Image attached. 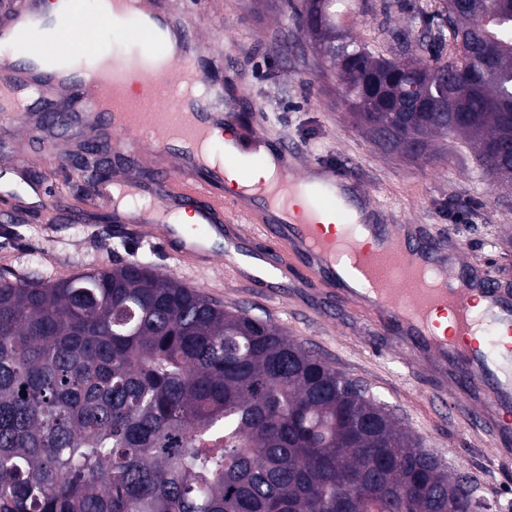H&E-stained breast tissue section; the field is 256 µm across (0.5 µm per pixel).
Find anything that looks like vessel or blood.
I'll return each mask as SVG.
<instances>
[{"label":"vessel or blood","instance_id":"vessel-or-blood-1","mask_svg":"<svg viewBox=\"0 0 512 512\" xmlns=\"http://www.w3.org/2000/svg\"><path fill=\"white\" fill-rule=\"evenodd\" d=\"M40 7L41 0H16L0 23V79L19 95L0 106L5 117L22 120V95L51 102L62 94L69 118L92 122L99 140L119 156L163 154L174 139L189 146L174 169L157 168L145 178L129 168L120 189L145 204L113 209L114 223L145 224L151 239L191 266L206 260L208 237L248 224L265 244L252 257V279L265 283L299 265L308 284L327 288L332 299L349 305L359 301L347 282L368 284L366 308L398 329L410 354L457 365L463 372L460 389L478 396L480 419L493 437L512 433V351L501 345L502 333L512 334V297L495 288L488 265L478 266L477 277L460 278L429 263L421 251L398 246L399 229L380 234L374 225L351 223L337 195L357 189L353 171L332 164L298 168L292 149L271 140L261 119L241 126L236 113L200 111L212 88L195 71L189 35L179 34V54L167 51L162 33L171 22L160 0H149L148 15L138 18L126 49L110 51L104 65L70 78L63 69L39 64L29 47L27 19ZM234 124L238 154L221 151L213 164H205L203 150L214 133ZM270 160L276 163L271 182L224 193L226 166L246 171ZM186 207L194 225L171 223ZM436 312L449 318L440 334L431 320Z\"/></svg>","mask_w":512,"mask_h":512}]
</instances>
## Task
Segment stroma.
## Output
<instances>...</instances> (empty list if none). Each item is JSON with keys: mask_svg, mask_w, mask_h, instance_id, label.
Instances as JSON below:
<instances>
[{"mask_svg": "<svg viewBox=\"0 0 512 512\" xmlns=\"http://www.w3.org/2000/svg\"><path fill=\"white\" fill-rule=\"evenodd\" d=\"M203 48L198 70L242 115L260 107L268 133L292 146L299 160L352 166L388 224L407 225L412 240L440 253L460 248L455 264L492 258L497 288L512 294V181L491 179L471 154L448 153L425 165L374 144L356 128L337 73L318 55L297 10L301 0H165ZM440 0H369L341 18L348 33L373 42L388 57L420 56L423 16H436ZM404 33L400 46L396 33ZM74 128L58 127L47 139H28L21 124L0 119V172L15 155L27 162V179L45 183L55 210L36 207L13 224L0 223V274L38 280L68 278L91 268L138 261L227 306L269 318L334 369L361 382L392 411L424 449L453 474H470L497 512H512V460L499 458L475 422V401L452 398L447 377L399 352L396 329L368 313L355 314L327 294L303 287L294 271L277 295L235 278L224 259L181 266L154 245L112 221L107 205L89 207L80 168L89 157Z\"/></svg>", "mask_w": 512, "mask_h": 512, "instance_id": "35a3bbf8", "label": "stroma"}]
</instances>
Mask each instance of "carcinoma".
I'll return each instance as SVG.
<instances>
[{
  "label": "carcinoma",
  "instance_id": "carcinoma-1",
  "mask_svg": "<svg viewBox=\"0 0 512 512\" xmlns=\"http://www.w3.org/2000/svg\"><path fill=\"white\" fill-rule=\"evenodd\" d=\"M337 2L320 50L356 124L512 180V0H445L409 61L343 35ZM470 484L271 321L167 274L0 277V512H468Z\"/></svg>",
  "mask_w": 512,
  "mask_h": 512
}]
</instances>
